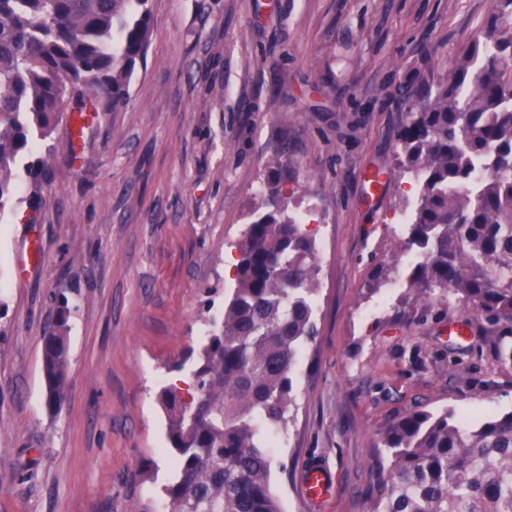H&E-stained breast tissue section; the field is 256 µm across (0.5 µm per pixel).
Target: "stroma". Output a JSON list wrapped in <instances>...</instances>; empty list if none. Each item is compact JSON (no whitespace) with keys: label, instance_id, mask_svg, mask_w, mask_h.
I'll return each instance as SVG.
<instances>
[{"label":"stroma","instance_id":"35a3bbf8","mask_svg":"<svg viewBox=\"0 0 512 512\" xmlns=\"http://www.w3.org/2000/svg\"><path fill=\"white\" fill-rule=\"evenodd\" d=\"M128 96L81 137L64 114L31 160L35 207L0 218V512L163 506L175 470L161 387L193 389L189 354L233 291L247 225L279 163L316 238V336L294 368L275 450L283 512H365L389 425L421 407L512 411V330L410 289L404 222L417 183L396 155L405 84L446 74L493 0H150ZM40 264L17 276L16 254ZM69 300L68 396L46 405L42 338ZM182 369H175V362ZM331 470L318 507L303 468Z\"/></svg>","mask_w":512,"mask_h":512}]
</instances>
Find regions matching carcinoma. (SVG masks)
Segmentation results:
<instances>
[{
  "instance_id": "cac0c4a2",
  "label": "carcinoma",
  "mask_w": 512,
  "mask_h": 512,
  "mask_svg": "<svg viewBox=\"0 0 512 512\" xmlns=\"http://www.w3.org/2000/svg\"><path fill=\"white\" fill-rule=\"evenodd\" d=\"M149 0H0V215L15 207L21 174L36 198L44 166L23 162L76 111L122 101L150 38ZM398 135L402 174L420 190L405 244L419 249L411 287L451 293L486 320L512 325V0H495L481 35L438 81L408 86ZM485 177L469 183L475 161ZM267 178L271 210L247 225L236 287L193 372L189 404L164 388L176 475L170 512H282L271 486L272 433L295 404L292 369L315 339L317 246ZM68 306L42 338L47 406L68 394ZM366 491L368 512H512V412L470 424L451 410L416 408L394 421Z\"/></svg>"
}]
</instances>
